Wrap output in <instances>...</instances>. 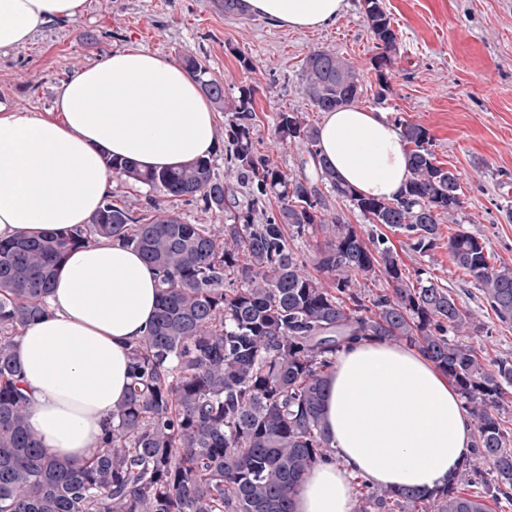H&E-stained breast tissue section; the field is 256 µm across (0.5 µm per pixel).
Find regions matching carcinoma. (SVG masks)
<instances>
[{"label": "carcinoma", "mask_w": 512, "mask_h": 512, "mask_svg": "<svg viewBox=\"0 0 512 512\" xmlns=\"http://www.w3.org/2000/svg\"><path fill=\"white\" fill-rule=\"evenodd\" d=\"M359 9L377 50L381 103L398 33L383 0H360ZM180 64L215 107L233 111L225 161L247 197L208 158L154 171L110 156L113 174L222 213L224 227L107 200L68 238L0 241V512H293L301 481L332 453L322 426L325 376L341 348L373 338L417 349L452 379L473 421L474 457L488 468L467 461L431 491L359 479L354 512H486L487 499L512 506V435L504 425L512 361L483 357L471 342L482 326L448 288L405 268L384 233L366 236L329 211L318 188L429 255L441 224L458 223L463 204L459 175L436 160L429 130L394 118L411 146L405 188L389 201L359 196L336 176L317 127L301 113H277L274 132L304 148L314 180L284 172L256 148L254 86L239 87L228 103L224 82L198 57L185 54ZM301 76L319 112L353 105L363 93L352 64L328 50L311 51ZM319 231L313 275L290 242ZM95 238L137 249L155 267L161 295L131 351V383L112 430L97 454L71 466L46 455L29 432L16 337L46 314L57 265ZM446 246L496 319L511 326L512 267L493 265L486 244L464 230ZM378 280L386 289L371 291ZM467 487L474 493H463Z\"/></svg>", "instance_id": "cac0c4a2"}]
</instances>
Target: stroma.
<instances>
[{
    "mask_svg": "<svg viewBox=\"0 0 512 512\" xmlns=\"http://www.w3.org/2000/svg\"><path fill=\"white\" fill-rule=\"evenodd\" d=\"M214 0H86L83 14L52 23L21 46L0 53V100L28 112L49 111L59 86L112 51L136 46L179 60L201 57L224 83L256 89L257 147L287 172L301 170V151L279 144L277 113L290 111L320 123L302 92L303 58L316 49L346 58L362 78L359 107L402 113L426 127L437 161L459 174L460 224H442L443 236L463 228L483 240L496 264L512 266V0H384L399 31L387 74L390 90L376 103L375 54L358 0H346L336 22L314 30L277 27L263 18L227 15ZM250 58L243 70L239 56ZM389 238L407 268L421 267L453 292L483 327L474 339L488 358L512 359V327L505 328L452 264L447 248L413 252L398 232Z\"/></svg>",
    "mask_w": 512,
    "mask_h": 512,
    "instance_id": "obj_1",
    "label": "stroma"
}]
</instances>
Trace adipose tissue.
Wrapping results in <instances>:
<instances>
[{"instance_id": "adipose-tissue-1", "label": "adipose tissue", "mask_w": 512, "mask_h": 512, "mask_svg": "<svg viewBox=\"0 0 512 512\" xmlns=\"http://www.w3.org/2000/svg\"><path fill=\"white\" fill-rule=\"evenodd\" d=\"M279 27L335 22L345 0H243ZM85 0H0V50L81 16ZM217 114L197 81L168 58L112 52L58 89L51 112L0 101V240L63 234L89 224L112 195L105 156L160 171L209 157ZM324 154L357 194L397 197L409 177L405 145L386 113L351 105L325 113ZM159 302L153 269L134 247L95 240L58 265L47 316L17 340L29 429L65 464L94 456L125 399L129 352ZM323 426L333 458L314 467L295 512H353L354 482L442 486L471 455L473 424L455 384L415 349L361 341L341 349L327 379Z\"/></svg>"}]
</instances>
